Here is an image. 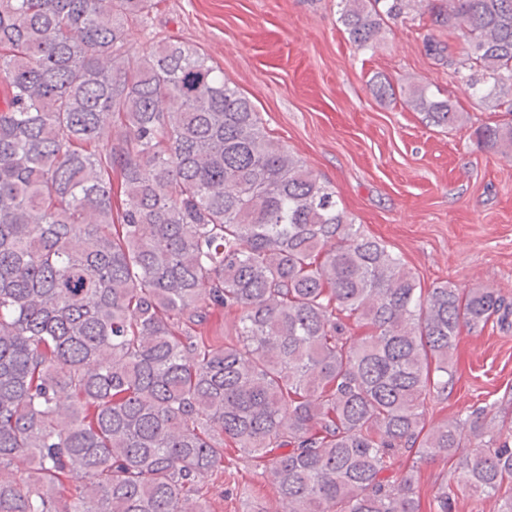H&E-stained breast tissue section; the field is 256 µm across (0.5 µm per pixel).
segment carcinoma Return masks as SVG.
<instances>
[{
    "label": "carcinoma",
    "mask_w": 512,
    "mask_h": 512,
    "mask_svg": "<svg viewBox=\"0 0 512 512\" xmlns=\"http://www.w3.org/2000/svg\"><path fill=\"white\" fill-rule=\"evenodd\" d=\"M424 6L462 42L426 54L506 115L477 136L512 159V0H339V19L370 49ZM152 8L0 0V512H207L226 446L276 487L256 512H421L411 476L381 474L459 448L458 483L512 512V421L427 417L461 329L504 298L422 287L194 46L129 58ZM375 93L464 120L426 85Z\"/></svg>",
    "instance_id": "carcinoma-1"
}]
</instances>
